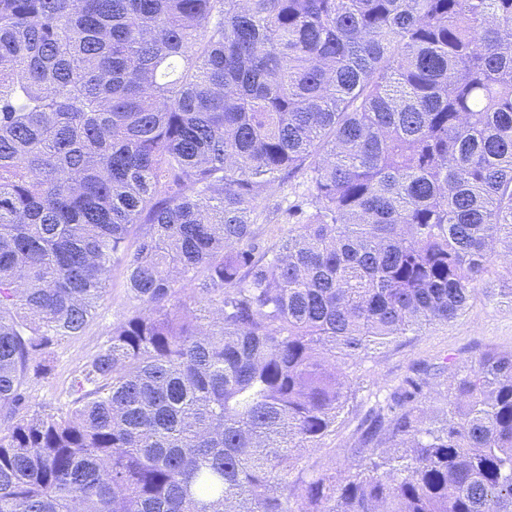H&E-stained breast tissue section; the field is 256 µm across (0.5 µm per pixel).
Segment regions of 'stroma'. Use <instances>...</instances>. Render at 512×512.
I'll return each mask as SVG.
<instances>
[{"label": "stroma", "instance_id": "obj_1", "mask_svg": "<svg viewBox=\"0 0 512 512\" xmlns=\"http://www.w3.org/2000/svg\"><path fill=\"white\" fill-rule=\"evenodd\" d=\"M126 291L122 273L110 271L109 288L97 318L82 336L55 347L51 373L32 384L30 392L37 404L47 409L64 406L74 370L105 340L113 321L124 309ZM488 350L512 351V303L480 295L463 315L448 324L427 326L381 347L361 362L355 373L365 389L390 388L412 369H445L453 362H470ZM367 409L362 402L356 412L346 415L335 434L325 439L320 448L308 452L309 463L332 469L354 461L357 431Z\"/></svg>", "mask_w": 512, "mask_h": 512}]
</instances>
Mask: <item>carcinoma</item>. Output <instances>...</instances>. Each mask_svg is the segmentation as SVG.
I'll return each instance as SVG.
<instances>
[{
    "label": "carcinoma",
    "instance_id": "cac0c4a2",
    "mask_svg": "<svg viewBox=\"0 0 512 512\" xmlns=\"http://www.w3.org/2000/svg\"><path fill=\"white\" fill-rule=\"evenodd\" d=\"M498 267L512 0H0V512H512V351L374 393L343 471L301 454L377 349L512 301ZM286 185L284 186L283 189H278L271 196H268L267 204L269 205L270 208L269 210H267V212L263 214V219L259 221L260 223H263L259 224L258 227L261 232L263 244L265 246H269L278 242L281 236L288 232V224H285L287 222V220H285V217H283L280 213H272L271 208L273 206V203L276 202V200H280L281 197H283L286 194L290 196V200L293 199V197H291V187ZM269 211H271V213H269ZM108 282L107 295L97 318L82 336L65 340L55 347L51 373L32 384L30 392L39 406L45 409L64 406L74 370L107 338L112 322L124 310L127 288L122 273L111 270Z\"/></svg>",
    "mask_w": 512,
    "mask_h": 512
}]
</instances>
